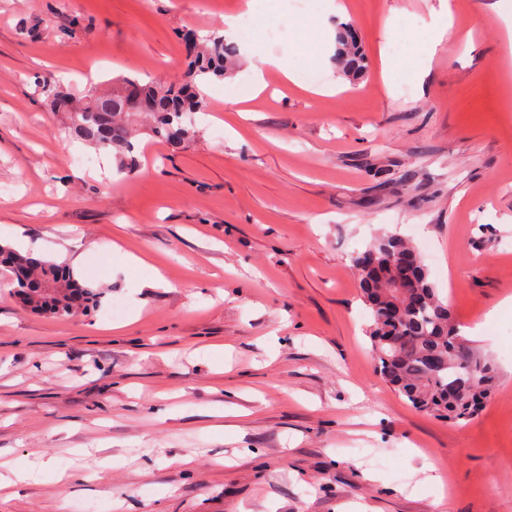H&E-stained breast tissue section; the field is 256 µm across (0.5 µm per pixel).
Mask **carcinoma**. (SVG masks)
I'll use <instances>...</instances> for the list:
<instances>
[{
  "label": "carcinoma",
  "mask_w": 512,
  "mask_h": 512,
  "mask_svg": "<svg viewBox=\"0 0 512 512\" xmlns=\"http://www.w3.org/2000/svg\"><path fill=\"white\" fill-rule=\"evenodd\" d=\"M237 56V45L213 32L188 64V83L142 84L124 78L121 89L112 94H101L92 86L80 97L50 81L40 83V89L55 110L67 113L69 133L98 151L110 152L131 146L122 116L126 114L125 92L133 88L152 119L150 131L177 147L195 135L192 116L205 110L197 84L211 76L231 74ZM336 60L348 78L363 71V55L348 26L338 36ZM32 260L29 253L0 245V266L10 272ZM351 265L369 310L366 333L382 377L413 408L436 418L459 421L478 415L490 393L493 367L460 334L448 302L429 281L418 250L395 234H383L355 253ZM405 270L411 278L402 292L393 282ZM16 285L22 297L28 288L53 289L35 308L53 317L86 311L98 301V293L82 285L69 268L49 260L30 266L28 281Z\"/></svg>",
  "instance_id": "cac0c4a2"
}]
</instances>
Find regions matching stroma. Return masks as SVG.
I'll return each mask as SVG.
<instances>
[{"label":"stroma","mask_w":512,"mask_h":512,"mask_svg":"<svg viewBox=\"0 0 512 512\" xmlns=\"http://www.w3.org/2000/svg\"><path fill=\"white\" fill-rule=\"evenodd\" d=\"M342 2L357 79L326 0L289 8L207 81L191 142L171 150L138 118L130 174L68 136L39 81L181 79L187 33L222 30L238 0H0V242L100 292L48 317L0 272V460L36 464L0 512H512V0ZM444 15L424 77L383 71L387 20L413 59ZM264 53L337 93L271 71L250 97ZM384 233L416 247L496 368L471 420L415 410L377 371L350 256ZM149 264L164 286H144ZM337 42L336 60L340 72L348 78L359 76L364 68L363 55L355 39L351 36L350 27L345 26L343 32L339 34Z\"/></svg>","instance_id":"35a3bbf8"}]
</instances>
